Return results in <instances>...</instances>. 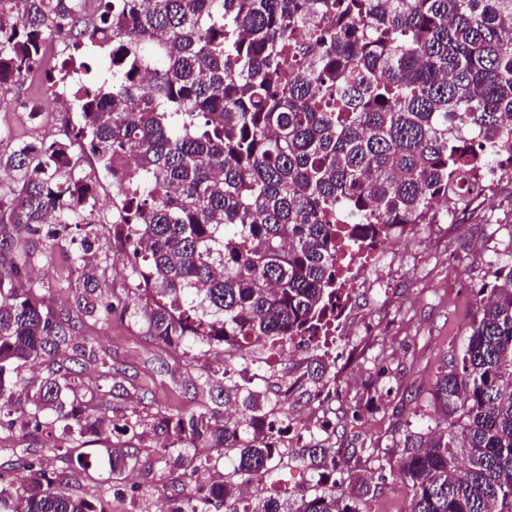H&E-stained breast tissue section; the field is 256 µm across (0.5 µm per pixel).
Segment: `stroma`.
<instances>
[{"label":"stroma","mask_w":512,"mask_h":512,"mask_svg":"<svg viewBox=\"0 0 512 512\" xmlns=\"http://www.w3.org/2000/svg\"><path fill=\"white\" fill-rule=\"evenodd\" d=\"M12 97L49 105L45 122L36 127L17 122L14 113L0 112V127H10L21 142L63 139L68 121L76 117L75 106L50 102L48 91L35 80L15 87ZM496 172L486 203L459 205L448 224L406 227L400 251L407 273L380 288L355 293L346 320L353 335L327 364L336 375L327 402L328 432L318 428L319 386L305 375L307 352L292 356L287 381L276 376L262 381V388L279 392L291 421L306 427V441L339 445L348 453L356 448L383 450L402 441L406 431L426 430L422 414L435 374L460 355L478 287L492 280L498 266L512 261V161L499 162ZM106 287L126 297L130 306L94 333L121 366L112 398L117 413L136 411L148 419L212 405L215 392L192 382L178 365L177 353L153 341L132 317L141 300L131 293L125 272L110 271ZM88 452L85 472H68L67 461L58 457L50 467L67 471L66 487L95 504L97 512H158L160 503L198 494V480L171 478L154 453H141L135 468L115 477L98 446ZM364 473L371 476L375 491L363 505L365 512H403V485L385 476L375 462L366 464ZM319 478L318 471L292 461L267 486L271 492L296 496L310 492ZM103 487L108 490L104 496L99 493Z\"/></svg>","instance_id":"1"}]
</instances>
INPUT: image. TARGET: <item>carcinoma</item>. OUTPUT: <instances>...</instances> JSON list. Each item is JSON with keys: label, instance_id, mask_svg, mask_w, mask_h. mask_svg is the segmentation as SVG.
I'll use <instances>...</instances> for the list:
<instances>
[{"label": "carcinoma", "instance_id": "cac0c4a2", "mask_svg": "<svg viewBox=\"0 0 512 512\" xmlns=\"http://www.w3.org/2000/svg\"><path fill=\"white\" fill-rule=\"evenodd\" d=\"M0 0V86L22 83L46 42L68 55L45 74L78 111L66 139L37 149L0 142V419L46 434L49 452L81 463L91 441L112 472L138 455L109 443L139 419L112 414V353L87 330L112 318L101 284L122 264L145 298L147 333L195 346L289 345L325 333L336 308V258L396 226L439 224L468 169L512 160V0ZM116 88L73 79L98 48ZM488 136V145L478 144ZM134 169H123V158ZM89 160L121 206L97 209ZM76 232L65 278L50 269L57 235ZM479 302L461 357L435 375L428 437L392 452L405 512H512V266ZM74 293L56 307L47 295ZM96 368L79 398L69 363ZM46 367L28 380L20 369ZM236 417L207 406L159 414L163 469L211 480L175 512H360L366 480L332 448L275 455L264 422H288L281 400L201 375ZM339 471L314 493L259 491L238 510L241 480L271 477L287 457ZM224 463V471L217 470ZM14 484L0 465V512H95L33 457Z\"/></svg>", "mask_w": 512, "mask_h": 512}]
</instances>
